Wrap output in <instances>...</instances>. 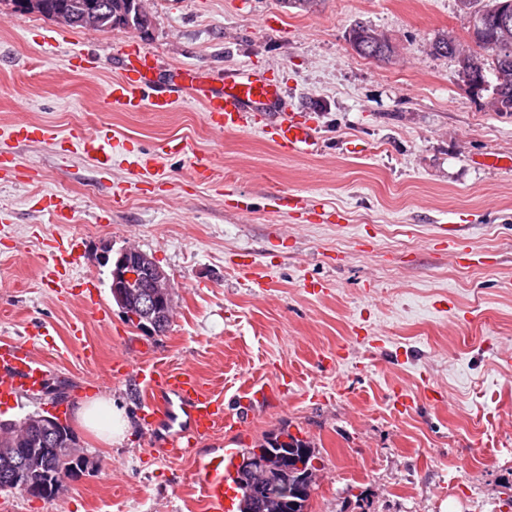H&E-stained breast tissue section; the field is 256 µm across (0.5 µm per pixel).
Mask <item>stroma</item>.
I'll list each match as a JSON object with an SVG mask.
<instances>
[{
  "instance_id": "stroma-1",
  "label": "stroma",
  "mask_w": 512,
  "mask_h": 512,
  "mask_svg": "<svg viewBox=\"0 0 512 512\" xmlns=\"http://www.w3.org/2000/svg\"><path fill=\"white\" fill-rule=\"evenodd\" d=\"M145 4L143 30H86L0 0V339L48 326L39 353L52 371L0 416L59 413L91 461L52 502L17 494L8 512H206L203 462L284 429L318 451L311 512H512V167L479 163L512 156V115L491 90L466 92L457 59L431 48L444 32L469 44L470 15L457 0ZM358 22L396 46L391 62L355 53ZM128 40L163 71L219 79L258 66L282 90L277 108L307 111L323 151L289 157L257 131L214 130L187 99L109 109L112 57ZM75 50L85 68L68 65ZM21 117L47 138L9 134ZM92 129L112 143L107 169L73 146ZM133 149L151 160L140 176ZM296 194L303 209L284 203ZM452 239L477 262L458 263ZM64 241L78 256L70 279L43 281V256ZM106 245L137 247L166 272V333L125 320L95 258ZM154 360L191 368L231 409L254 386L271 397L195 458L161 459L152 438L167 426L148 434L133 376L109 373ZM398 391L409 413L393 410ZM98 397L123 408L124 439L77 422L78 403Z\"/></svg>"
}]
</instances>
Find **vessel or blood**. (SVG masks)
<instances>
[{
  "mask_svg": "<svg viewBox=\"0 0 512 512\" xmlns=\"http://www.w3.org/2000/svg\"><path fill=\"white\" fill-rule=\"evenodd\" d=\"M121 73L109 86L107 99L111 108L123 112H167L181 98L199 104L211 121L227 132L260 128L263 135L285 156L312 152L315 128L305 114L291 112L270 124H258L256 115L278 101L280 90L265 71L245 65L227 73L223 86L212 84L198 69L179 68L171 72L167 87L156 85V58L150 51L133 45H121L116 51ZM82 152L99 167H107L112 156L109 142L100 132L92 131L80 140ZM39 335L0 341V404L22 395L43 391L49 376L48 362L38 355ZM134 376L147 395L144 419L157 412L181 409L184 426L163 440L157 453L165 459H179L187 454V440L210 435L218 426H235L241 413L225 410L224 402L207 390L191 369H174L157 362L138 364ZM237 451L224 449L203 464L200 490L209 512H233L236 491L228 478L236 466Z\"/></svg>",
  "mask_w": 512,
  "mask_h": 512,
  "instance_id": "vessel-or-blood-1",
  "label": "vessel or blood"
}]
</instances>
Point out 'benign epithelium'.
Returning <instances> with one entry per match:
<instances>
[{
    "label": "benign epithelium",
    "instance_id": "obj_1",
    "mask_svg": "<svg viewBox=\"0 0 512 512\" xmlns=\"http://www.w3.org/2000/svg\"><path fill=\"white\" fill-rule=\"evenodd\" d=\"M112 12L110 0H90L81 6L77 12L57 11L49 14V17L62 22L74 23L87 29L101 28L102 18ZM497 23L502 39H512V19L507 17H496L494 19L486 14H479L472 17V32L484 28L489 21ZM461 75L466 90L474 93L486 86L483 71L461 69ZM101 262L110 266V288L117 301L124 305L129 304L137 311L133 316L138 327L151 330L160 317V308L167 305L171 299V291L165 288L168 281L166 274L139 250H122L114 257L110 251H105L101 256ZM30 426L34 429V441L42 448H71L76 446L71 441L64 440L56 426V422L49 419L45 422H32Z\"/></svg>",
    "mask_w": 512,
    "mask_h": 512
}]
</instances>
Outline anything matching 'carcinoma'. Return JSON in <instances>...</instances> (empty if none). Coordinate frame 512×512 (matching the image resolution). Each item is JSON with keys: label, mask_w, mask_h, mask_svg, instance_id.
Segmentation results:
<instances>
[{"label": "carcinoma", "mask_w": 512, "mask_h": 512, "mask_svg": "<svg viewBox=\"0 0 512 512\" xmlns=\"http://www.w3.org/2000/svg\"><path fill=\"white\" fill-rule=\"evenodd\" d=\"M103 26L107 29H123L142 26L136 10V0H112V15L106 17ZM352 45L361 57H368L365 50L389 48L379 43L380 34L374 29L357 25L350 31ZM449 55L458 57V62H468L469 67H486L485 56H490L491 73L506 70L507 80L495 82L494 104L500 112L512 114V43L492 44L479 47L477 51H463L459 44ZM33 440L23 430L6 432L0 427V493L24 494L21 484L12 479L16 464L26 458ZM242 463L237 466L234 482L240 494L238 512H311V494L299 489L313 483L312 461L316 458L315 447L306 439L283 430L266 437L257 447L241 453ZM33 469L27 471L30 483L62 481L70 474L88 464L85 456H74L63 450H50L31 458Z\"/></svg>", "instance_id": "carcinoma-1"}]
</instances>
